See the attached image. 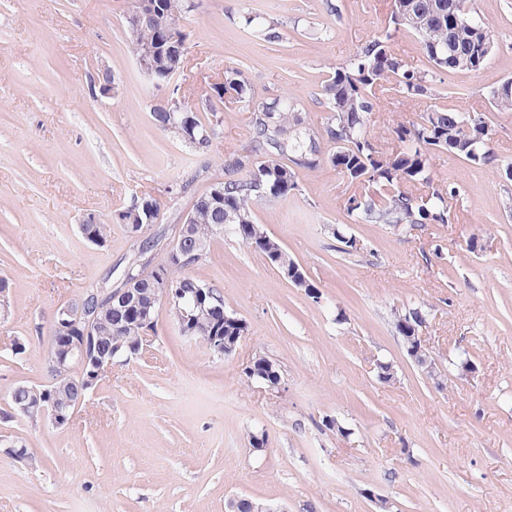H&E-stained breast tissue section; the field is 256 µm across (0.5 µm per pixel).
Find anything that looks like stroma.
<instances>
[{
    "label": "stroma",
    "instance_id": "35a3bbf8",
    "mask_svg": "<svg viewBox=\"0 0 512 512\" xmlns=\"http://www.w3.org/2000/svg\"><path fill=\"white\" fill-rule=\"evenodd\" d=\"M182 0L187 34L179 98L201 106L212 83L237 68L259 98L301 101L315 125L327 108L329 72L384 26L391 0ZM130 0H0V512H228L249 497L277 512H512V181L497 169L433 154L438 178L461 192L448 224L404 236L386 224L350 223L355 187L330 164L299 173L288 199L260 204L255 221L316 283L313 301L267 258L229 236L214 237L191 275L219 287L224 309L248 326L237 351L213 355L184 336L167 306L130 361L113 365L69 424L14 414L19 384L50 382L46 358L54 311L86 288H114L142 238L168 230L224 177V160L249 140L244 103L225 99L217 136L196 152L153 119L167 91L131 55ZM496 48L477 72L435 81L447 102L481 112L499 167L512 166V111L492 109L488 90L512 78V0H472ZM257 12L277 24L270 43L244 29ZM114 83L101 94L103 74ZM436 104L388 93L370 131L418 120ZM160 204L142 236L115 214L142 195ZM95 215L111 227L104 246L79 226ZM360 243L342 252L332 233ZM476 249H469V239ZM421 308L434 362L408 355L398 313ZM22 343L24 354L12 352ZM256 355L277 362L271 389L243 373ZM395 377L379 379V363ZM333 419L338 429H326ZM265 435L263 449L251 438Z\"/></svg>",
    "mask_w": 512,
    "mask_h": 512
}]
</instances>
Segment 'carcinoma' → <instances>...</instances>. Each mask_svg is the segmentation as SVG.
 <instances>
[{"label": "carcinoma", "mask_w": 512, "mask_h": 512, "mask_svg": "<svg viewBox=\"0 0 512 512\" xmlns=\"http://www.w3.org/2000/svg\"><path fill=\"white\" fill-rule=\"evenodd\" d=\"M469 0H393L385 27L362 43L348 64L336 68L322 84L328 115L323 131L302 115L296 100H255V90L239 69L224 71V79L210 87L206 109L217 112L224 98L246 102L250 109L248 148L224 160L226 179L218 183L221 195L212 190L198 196L190 211L184 233L202 246L193 263H199L209 250L211 240L224 233V225L234 224L232 235L268 260L283 256L293 263L275 239L267 236L253 240L254 207L260 202L274 203L288 199L299 190L298 170L315 169L321 161L329 162L340 174L355 184L358 192L345 205L353 224H389L409 233L427 224L449 223L448 200L460 196L452 182L436 178L430 153L445 151L448 157L462 158L474 165L495 167L497 155L492 146L491 129L482 113L467 115L448 105L436 106L423 113L420 120L400 123L389 130L391 147L381 148L369 128L379 96L393 89L402 97L417 101L436 95L430 77L435 73L478 71L487 63L495 49L490 27L468 23ZM149 21L134 31L126 32L130 52L135 58L151 50L149 63L156 78L167 81L170 73L181 69L182 60L165 49L172 33L179 27L180 0H148ZM244 25L268 41H277L276 24L257 13L243 16ZM406 30L413 33L421 53L430 64L422 70L410 65L393 49L394 35ZM489 99L498 110H512V89L500 91L491 87ZM158 125L172 133L194 128L196 137L208 133L204 143H191L197 152H205L216 135L212 122H204L199 113L188 106L173 112L154 113ZM421 186L424 193L415 195L409 187ZM159 202L144 196L137 204L117 212L115 219L128 232L147 227L158 218ZM158 268L168 272L172 287L207 288L214 304L222 299L218 287L187 273V268L174 261L173 251ZM295 276L292 283L313 300L320 299L318 287L303 269L288 270ZM124 286L136 291L140 305L154 302L151 276L143 275L140 266L132 263L125 274ZM97 318L104 324L100 344L133 356L139 352L141 336L155 330L156 323L137 317L114 321L111 305H99ZM224 339L234 340L247 332L244 321L224 314ZM47 394L55 404L73 410L80 400L69 385L55 382L48 386L19 385L11 394L14 409Z\"/></svg>", "instance_id": "cac0c4a2"}]
</instances>
